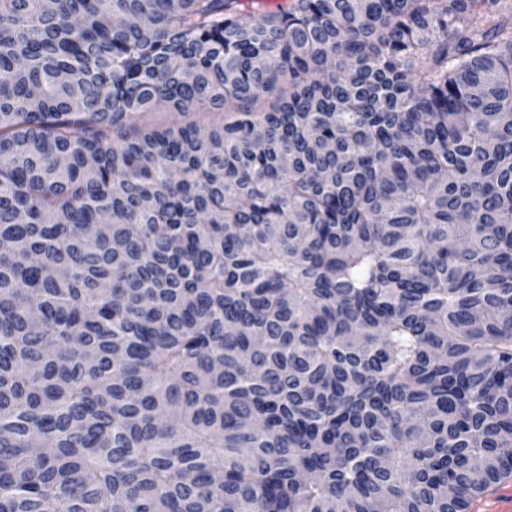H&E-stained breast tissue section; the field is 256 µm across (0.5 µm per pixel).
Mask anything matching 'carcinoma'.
I'll return each instance as SVG.
<instances>
[{
  "label": "carcinoma",
  "mask_w": 512,
  "mask_h": 512,
  "mask_svg": "<svg viewBox=\"0 0 512 512\" xmlns=\"http://www.w3.org/2000/svg\"><path fill=\"white\" fill-rule=\"evenodd\" d=\"M1 243L0 512H467L512 0H0Z\"/></svg>",
  "instance_id": "cac0c4a2"
}]
</instances>
